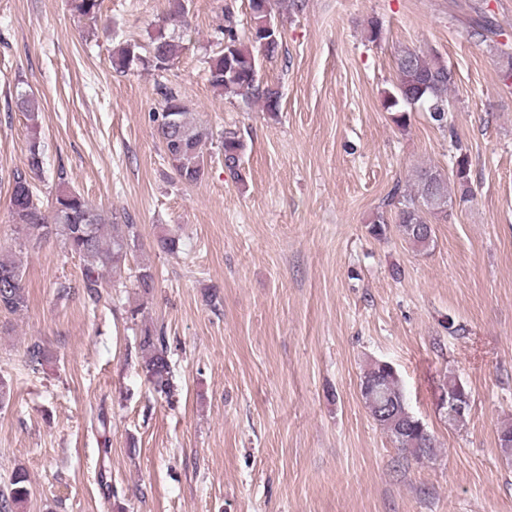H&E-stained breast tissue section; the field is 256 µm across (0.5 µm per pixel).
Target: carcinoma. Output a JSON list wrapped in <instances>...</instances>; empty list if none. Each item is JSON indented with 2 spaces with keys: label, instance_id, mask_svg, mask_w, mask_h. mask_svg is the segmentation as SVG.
<instances>
[{
  "label": "carcinoma",
  "instance_id": "carcinoma-1",
  "mask_svg": "<svg viewBox=\"0 0 512 512\" xmlns=\"http://www.w3.org/2000/svg\"><path fill=\"white\" fill-rule=\"evenodd\" d=\"M103 0H69L73 14L87 20L89 27L83 38L96 36L101 19ZM263 11L249 0L250 25L245 33L239 32V21L233 8L224 9V26L219 28L216 40L219 51L207 61L210 86L221 96L231 94L260 106L268 118L276 120L281 111L282 95L275 84L258 78L260 58L273 59L282 50V34L275 38L262 34L266 13L273 12L275 0H266ZM188 4L183 0H168L163 24L149 35V42L119 43L111 56L112 69L124 74L135 66L163 73L174 65L184 47L179 38L166 32V26L185 22ZM472 35L488 43L504 64V75L512 79V47L495 39V23L487 17L473 22ZM397 82L384 95V107L391 112L393 122L401 129L410 121V112L420 108L440 128L448 126L451 99L448 92L455 85V72L434 51L403 47L396 55ZM161 96L160 111L152 113L155 136L162 144L166 159L177 179L184 185L200 183L207 174V160L203 146L213 138L208 127L191 117L179 89L165 82L157 83ZM14 105L31 125L38 126L40 105L37 98L19 90ZM224 155V168L237 182L244 181L242 158L246 143L232 130H224L218 138ZM451 176L447 177L432 167L417 171L412 187L395 184L385 198L381 211L367 225L368 233L377 240L387 238L396 230L407 242L419 250H427L434 242L432 220L448 217V211L431 208L427 197L439 195L445 202L468 203L473 200L471 168L467 152L456 146L451 159ZM44 170V150L34 138L27 148L24 166L12 172L10 214L12 223L23 234L25 244L36 248L54 239L64 251L81 262V280L84 297L96 305L104 287V273H121L128 252L138 238V225L124 215L108 218L78 191L66 184L64 168L57 171V191L50 211L43 210L33 191V180ZM23 264L12 252H0V309L17 313L27 307L28 296L23 281ZM137 287L145 295L154 288V273L143 266L136 275ZM138 347L141 352V370L155 392L172 396L175 384L168 356L164 331L144 325L140 328ZM48 359L47 350L34 342L27 347L25 362L37 369ZM361 397L370 417L385 430L396 447L416 461L430 460L435 454L434 436L425 424L410 410L403 382L392 372V365L369 364L361 377ZM30 482L27 475L17 472L8 493L0 494V512H18L28 500Z\"/></svg>",
  "mask_w": 512,
  "mask_h": 512
}]
</instances>
